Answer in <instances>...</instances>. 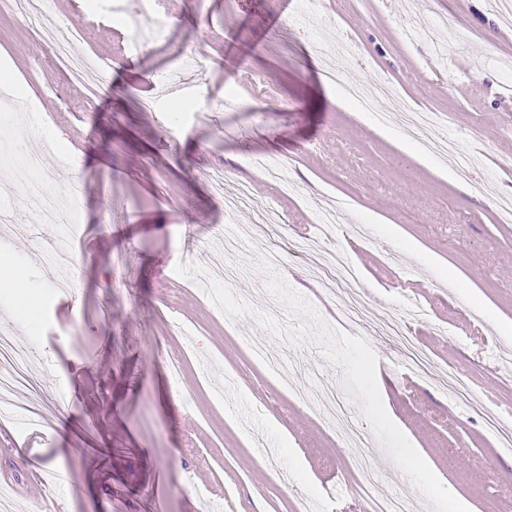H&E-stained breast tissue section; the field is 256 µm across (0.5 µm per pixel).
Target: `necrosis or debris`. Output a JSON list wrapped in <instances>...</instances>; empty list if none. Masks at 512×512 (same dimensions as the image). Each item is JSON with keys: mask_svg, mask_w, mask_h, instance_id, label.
I'll use <instances>...</instances> for the list:
<instances>
[{"mask_svg": "<svg viewBox=\"0 0 512 512\" xmlns=\"http://www.w3.org/2000/svg\"><path fill=\"white\" fill-rule=\"evenodd\" d=\"M353 50L345 43L337 44L335 65L331 66L329 78L339 84L343 94L357 103L365 112H372L381 127L391 128L407 125L414 128L419 139L436 141V157L439 162L449 166L456 179L464 180L469 176L468 165L459 157L453 143L440 135L439 115L435 112H414L406 109L394 96L391 89L383 83L372 87L356 86L344 83L342 70L345 62L352 56ZM387 100V111L377 109L379 100ZM42 159L39 154L28 153L17 166L22 185L17 196L25 207L37 209L50 219L62 218L63 209L54 202L48 188L40 176ZM208 181L215 193L222 196L228 207L238 209L246 207L256 216V223L249 231L255 237L269 224L281 225L282 217L272 210L266 202L255 196L250 186L245 184L228 185L223 171L214 170L208 175ZM297 252L313 258L317 273L327 288H330L345 317L363 333L374 337H387L397 342L405 361L419 376L432 377L436 371L425 353L408 337L402 323L393 315L384 313L372 320L362 315L360 294L346 290L345 284L352 276L351 268L344 263L337 252H321L308 240L295 244ZM33 359L31 347L17 343L12 337L0 336V400H5L15 388L29 379V366ZM448 388L464 405L470 406L482 415L487 431L493 434L503 448H512V424L506 423L498 414L493 413L481 403L472 400L468 388L456 375H449Z\"/></svg>", "mask_w": 512, "mask_h": 512, "instance_id": "1", "label": "necrosis or debris"}]
</instances>
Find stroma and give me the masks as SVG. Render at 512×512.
<instances>
[{
    "mask_svg": "<svg viewBox=\"0 0 512 512\" xmlns=\"http://www.w3.org/2000/svg\"><path fill=\"white\" fill-rule=\"evenodd\" d=\"M23 20L0 0V84L18 111L0 124L26 132L0 144V201L13 166L37 144L55 194L82 202L72 282L35 252L58 226L12 209L0 264L26 278L0 290V330L33 345L38 411L0 419V505L6 512H356L405 496L417 512H512V451L482 417L433 380L388 381L401 355L351 326L311 261L307 237L342 252L364 312H389L440 375L512 420V24L488 26L493 0H122L123 17L160 26L139 47L110 0H48ZM92 62L97 87L75 84L51 54L45 26ZM349 42L343 79L390 84L412 108L445 114L465 157L464 182L411 130L380 128L324 79L314 40ZM236 100L226 103L225 87ZM234 137H227V130ZM277 162L291 184L246 158ZM223 169L283 217L234 256L243 277L211 300L203 259L225 231L252 224L228 210L207 175ZM343 202L334 228L324 209ZM294 348L289 381L269 373L245 339ZM346 389L353 425L379 449L364 489L346 443L306 396ZM422 454L435 481L400 471ZM61 479L41 480L45 469Z\"/></svg>",
    "mask_w": 512,
    "mask_h": 512,
    "instance_id": "obj_1",
    "label": "stroma"
}]
</instances>
